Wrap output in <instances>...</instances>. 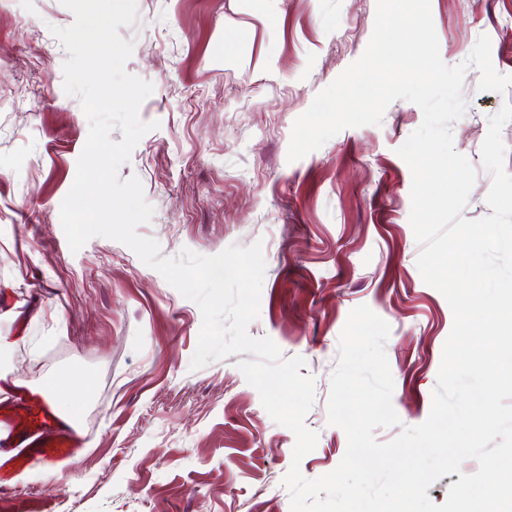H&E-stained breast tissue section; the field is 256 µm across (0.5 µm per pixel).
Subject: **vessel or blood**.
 Returning a JSON list of instances; mask_svg holds the SVG:
<instances>
[{
  "label": "vessel or blood",
  "instance_id": "1",
  "mask_svg": "<svg viewBox=\"0 0 512 512\" xmlns=\"http://www.w3.org/2000/svg\"><path fill=\"white\" fill-rule=\"evenodd\" d=\"M21 410L0 407V427L16 448L0 456V488L12 487L13 474L26 460L38 458L52 467L65 468L86 446L77 426L65 420L42 393L27 389L20 396Z\"/></svg>",
  "mask_w": 512,
  "mask_h": 512
}]
</instances>
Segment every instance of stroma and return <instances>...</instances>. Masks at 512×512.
<instances>
[{
	"label": "stroma",
	"instance_id": "1",
	"mask_svg": "<svg viewBox=\"0 0 512 512\" xmlns=\"http://www.w3.org/2000/svg\"><path fill=\"white\" fill-rule=\"evenodd\" d=\"M442 60L465 65L455 149L476 181L463 215H490L481 146L505 92H482L466 59L481 35L512 76V0H430ZM376 0H137L129 74L149 81L140 118L157 122L121 166L154 208L137 228L162 256H214L261 243L260 315L247 331L302 357L315 380L305 425L317 444L309 479L347 447L327 422L330 378L350 311L391 327L385 350L399 425L424 422L454 317L417 267L412 174L397 150L421 109L393 101L381 125L346 128L301 160L287 158L294 121L365 51ZM60 0H0V372L70 398L91 382L78 426L90 446L67 469L33 460L0 490V512H290L282 479L293 433L274 422L238 368L240 355L191 369L202 325L182 296L124 244L92 238L71 252L60 221L89 123L63 90L68 54L52 27Z\"/></svg>",
	"mask_w": 512,
	"mask_h": 512
}]
</instances>
